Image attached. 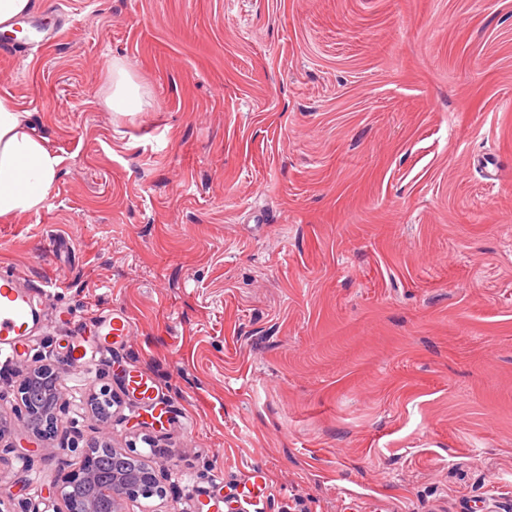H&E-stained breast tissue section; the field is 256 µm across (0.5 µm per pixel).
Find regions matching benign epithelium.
I'll use <instances>...</instances> for the list:
<instances>
[{"instance_id": "benign-epithelium-1", "label": "benign epithelium", "mask_w": 512, "mask_h": 512, "mask_svg": "<svg viewBox=\"0 0 512 512\" xmlns=\"http://www.w3.org/2000/svg\"><path fill=\"white\" fill-rule=\"evenodd\" d=\"M61 376L54 365L41 364L30 370L17 390L20 414L35 437L52 429L58 422ZM115 396L107 390L94 392L78 400L76 407L93 413L105 424L112 423ZM99 445L86 449L77 471L46 489L53 502V512H129V504L144 497H162L165 488L161 473L144 456L129 448L112 447V473L99 472L96 454ZM74 480L88 482L92 494L82 502L70 499L68 486Z\"/></svg>"}]
</instances>
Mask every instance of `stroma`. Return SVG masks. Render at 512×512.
Wrapping results in <instances>:
<instances>
[{
	"mask_svg": "<svg viewBox=\"0 0 512 512\" xmlns=\"http://www.w3.org/2000/svg\"><path fill=\"white\" fill-rule=\"evenodd\" d=\"M60 5L59 42L0 54V96L63 159L43 209L0 218V266L59 284L0 379V512H48L97 439L165 474L133 512H512V0L33 11ZM114 65L139 112L106 106ZM112 308L132 334L66 361ZM42 359L46 440L17 412ZM103 387L107 428L72 406ZM61 376L53 364L44 363L30 370L17 390L20 414L35 437L52 429L58 422V403L62 396ZM54 394V406L45 413L42 406L46 396ZM39 418L35 423L33 419Z\"/></svg>",
	"mask_w": 512,
	"mask_h": 512,
	"instance_id": "stroma-1",
	"label": "stroma"
}]
</instances>
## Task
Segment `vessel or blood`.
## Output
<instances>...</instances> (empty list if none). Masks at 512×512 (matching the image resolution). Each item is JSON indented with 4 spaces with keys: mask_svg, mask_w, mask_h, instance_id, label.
<instances>
[{
    "mask_svg": "<svg viewBox=\"0 0 512 512\" xmlns=\"http://www.w3.org/2000/svg\"><path fill=\"white\" fill-rule=\"evenodd\" d=\"M22 22L39 27L47 43L58 41L66 30L65 15L61 12L51 24L36 15L24 16ZM55 287V282L50 281L43 283L37 291L45 295ZM37 291L25 287L21 275L12 267H0V358L9 359L16 346L24 341L28 330L39 325L40 314L33 297ZM93 323L107 337L125 336L134 328L130 316L120 310L94 316Z\"/></svg>",
    "mask_w": 512,
    "mask_h": 512,
    "instance_id": "1",
    "label": "vessel or blood"
}]
</instances>
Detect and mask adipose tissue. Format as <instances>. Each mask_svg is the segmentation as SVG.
<instances>
[{"label": "adipose tissue", "mask_w": 512, "mask_h": 512, "mask_svg": "<svg viewBox=\"0 0 512 512\" xmlns=\"http://www.w3.org/2000/svg\"><path fill=\"white\" fill-rule=\"evenodd\" d=\"M62 159L27 126L14 101L0 97V217L44 208Z\"/></svg>", "instance_id": "adipose-tissue-1"}]
</instances>
